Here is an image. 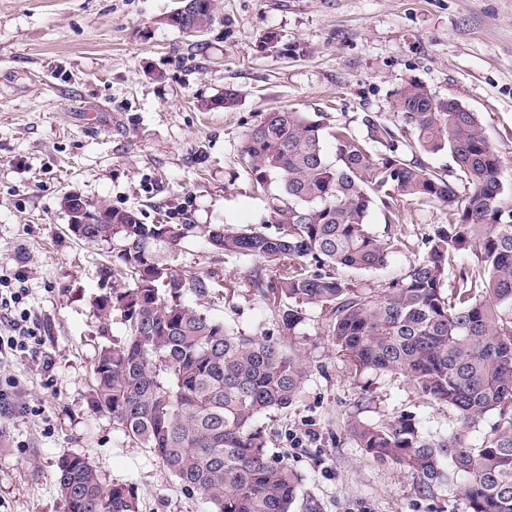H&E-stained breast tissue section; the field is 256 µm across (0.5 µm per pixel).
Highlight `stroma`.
Returning <instances> with one entry per match:
<instances>
[{"label":"stroma","mask_w":512,"mask_h":512,"mask_svg":"<svg viewBox=\"0 0 512 512\" xmlns=\"http://www.w3.org/2000/svg\"><path fill=\"white\" fill-rule=\"evenodd\" d=\"M215 22L189 37L165 24L175 0H0V295L41 342L0 360V512H63V455L95 464L105 482L136 488L140 512H209L150 449L91 411L99 348L124 336L120 314L98 316L112 290L99 271L109 244L68 230L62 197L137 212L145 224L260 226L267 205L241 160L264 112L319 113L327 129L362 119L400 126L396 93L411 82L476 112L501 158L512 200V0H218ZM297 47L259 50L267 33ZM237 103L224 108L225 91ZM401 223L372 229L389 245L385 267L352 274L374 288L424 253L444 209L405 202ZM177 264L209 271L202 310L251 335L274 331L264 298L244 282L275 273L187 244ZM310 379L299 401L261 419L268 452L304 478L320 512H465L461 481L420 495L412 475L367 456L348 432L414 415L428 433L457 425L448 408L405 378L351 373L327 335L324 312L302 327Z\"/></svg>","instance_id":"35a3bbf8"}]
</instances>
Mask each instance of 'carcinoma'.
Listing matches in <instances>:
<instances>
[{"instance_id": "cac0c4a2", "label": "carcinoma", "mask_w": 512, "mask_h": 512, "mask_svg": "<svg viewBox=\"0 0 512 512\" xmlns=\"http://www.w3.org/2000/svg\"><path fill=\"white\" fill-rule=\"evenodd\" d=\"M216 11V0H194L192 18L209 27ZM433 97L415 82L396 93L412 142L367 115L363 134L345 126L331 133L332 160L316 114L272 110L246 134L243 158L274 230L214 224L202 234L228 257L276 269L266 287L248 279L268 301L275 336L236 330L186 300L213 287L212 273L173 264L198 225L143 224L131 209L86 200L75 207L93 223L77 225L73 236L112 243L103 274L131 284L98 305L105 319L120 312L128 334L98 351L88 405L150 449L186 490L204 495L211 512H317L300 501L302 475L268 456L258 426L292 407L309 380L305 354L286 341L314 307L327 309L328 336L354 371L402 376L459 423L435 436L409 415L355 420L349 434L357 447L414 475L422 494L461 476L466 512H512V205L477 113ZM440 152L452 158L461 187L418 159ZM407 199L448 208L425 254L379 288L346 278L386 265L387 243L370 216L380 203L385 223L398 224ZM490 415L489 431L473 442L470 432ZM57 482L64 512H139L132 486L104 483L83 456H62Z\"/></svg>"}]
</instances>
